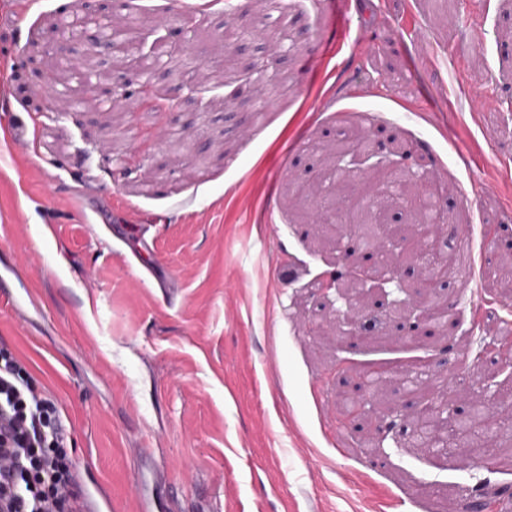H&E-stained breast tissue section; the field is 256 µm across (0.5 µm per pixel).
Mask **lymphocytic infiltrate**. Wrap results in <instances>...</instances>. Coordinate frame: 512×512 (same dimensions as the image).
Returning a JSON list of instances; mask_svg holds the SVG:
<instances>
[{
  "label": "lymphocytic infiltrate",
  "instance_id": "1",
  "mask_svg": "<svg viewBox=\"0 0 512 512\" xmlns=\"http://www.w3.org/2000/svg\"><path fill=\"white\" fill-rule=\"evenodd\" d=\"M67 438L58 400L0 351V512H76Z\"/></svg>",
  "mask_w": 512,
  "mask_h": 512
}]
</instances>
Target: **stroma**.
<instances>
[{
    "label": "stroma",
    "instance_id": "stroma-1",
    "mask_svg": "<svg viewBox=\"0 0 512 512\" xmlns=\"http://www.w3.org/2000/svg\"><path fill=\"white\" fill-rule=\"evenodd\" d=\"M137 53L156 37L173 59L146 70L116 55L45 49L83 0H0V349L64 408L67 454L111 512H471L512 501V457L482 469L410 445L401 378L357 389L370 362L431 360L470 379L496 372L484 333L512 330V279L486 284L512 249V0H134ZM287 14L288 29L274 19ZM274 30L280 62L246 74L224 24ZM59 73L49 103L31 58ZM135 90L150 78L169 110H106L81 77ZM273 105H253L266 82ZM212 85L201 109L186 98ZM383 144L388 161L446 187L447 256L468 280L442 297L443 327L413 328L394 301L420 275L356 299L358 235L313 224L309 187L324 145ZM334 279L329 292L318 281ZM376 425L348 420L351 402ZM388 427L378 434L377 424Z\"/></svg>",
    "mask_w": 512,
    "mask_h": 512
}]
</instances>
